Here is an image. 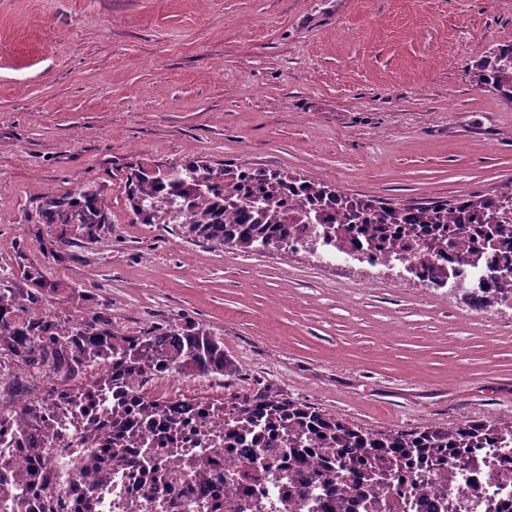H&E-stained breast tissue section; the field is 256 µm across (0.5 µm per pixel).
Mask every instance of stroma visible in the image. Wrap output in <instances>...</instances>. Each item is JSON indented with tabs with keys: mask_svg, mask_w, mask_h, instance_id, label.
Returning a JSON list of instances; mask_svg holds the SVG:
<instances>
[{
	"mask_svg": "<svg viewBox=\"0 0 512 512\" xmlns=\"http://www.w3.org/2000/svg\"><path fill=\"white\" fill-rule=\"evenodd\" d=\"M512 0H0V283L42 269L60 320L194 324L261 387L374 430L512 420V310L409 275L217 249L136 224L134 163L206 159L404 204L512 181V102L473 67ZM103 190L109 232L57 243L40 197Z\"/></svg>",
	"mask_w": 512,
	"mask_h": 512,
	"instance_id": "obj_1",
	"label": "stroma"
}]
</instances>
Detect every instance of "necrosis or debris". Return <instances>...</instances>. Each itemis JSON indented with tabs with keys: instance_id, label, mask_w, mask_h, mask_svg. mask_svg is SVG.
I'll list each match as a JSON object with an SVG mask.
<instances>
[{
	"instance_id": "necrosis-or-debris-1",
	"label": "necrosis or debris",
	"mask_w": 512,
	"mask_h": 512,
	"mask_svg": "<svg viewBox=\"0 0 512 512\" xmlns=\"http://www.w3.org/2000/svg\"><path fill=\"white\" fill-rule=\"evenodd\" d=\"M317 224L304 225L288 239L290 250L342 252L368 265L379 277L406 271L427 289H463L482 298L508 270L504 256L512 244L488 251L482 240L447 242L442 252L426 257L421 242H412L401 260L376 251L363 237L343 245L326 242ZM180 341L164 344L147 378L122 356H114L91 372L83 390L60 389L49 368H41V395L47 414L41 425H20L22 405L0 399V487L10 486L21 471H36L58 486L56 512H282L288 491L277 468L256 447L228 444L224 435L236 427L223 403L191 397L175 390L169 362ZM149 401L163 403L159 416L143 415ZM126 416L124 431L112 427L113 415ZM122 440L128 466L90 482L71 465L88 448H104ZM459 481L451 498L462 512H486L493 493L512 496V481H504L503 467L494 454L479 450L472 457L453 460Z\"/></svg>"
}]
</instances>
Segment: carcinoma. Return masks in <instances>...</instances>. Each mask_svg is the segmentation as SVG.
I'll return each mask as SVG.
<instances>
[{
	"label": "carcinoma",
	"mask_w": 512,
	"mask_h": 512,
	"mask_svg": "<svg viewBox=\"0 0 512 512\" xmlns=\"http://www.w3.org/2000/svg\"><path fill=\"white\" fill-rule=\"evenodd\" d=\"M477 82L512 102V43L500 45L480 59ZM126 199L138 224H177L189 237L216 248L243 249L261 242L273 247V238L286 237L294 224H320L326 239L342 237L359 229L368 241L384 242L387 225H396L392 250H399L417 237H424L430 253L448 239L465 240L479 235L488 243L512 241V219H496L503 206L512 207V183L495 195L471 194L453 202L403 204L356 200L315 179L297 178L278 171L241 168L207 160L130 167L125 184ZM39 223L60 226L59 242L81 238L93 243L112 223L103 191L90 186L61 195L44 197L36 207ZM44 293L0 288V360L6 365L28 367L39 360L52 365L59 386L86 376L88 370L119 351L137 368H147L158 355L163 336H178L182 364L199 373L232 383L239 374L236 361L224 353V341L189 326L165 331H147L131 338L112 325V315L94 312L74 322L73 342L86 338V345L67 351L58 333L59 322L43 303ZM237 420V432L229 440L255 438L273 460L288 455V499H293L308 476L299 463L309 454L319 455L321 485L326 493V512H347L348 492L336 487L344 474L358 480L362 512H399L397 500L373 494V489L400 480L407 495L429 485L436 475L448 487L455 472L448 463L481 448L512 446V421L462 420L423 430L375 431L310 404L266 390L234 398L228 404ZM42 421V408L35 398L20 415V423L32 426ZM288 445V451L278 442ZM122 448H106L104 454L79 456L73 464L91 480L108 473L110 463H125ZM32 477L20 473L12 496L14 512L23 506Z\"/></svg>",
	"instance_id": "cac0c4a2"
}]
</instances>
